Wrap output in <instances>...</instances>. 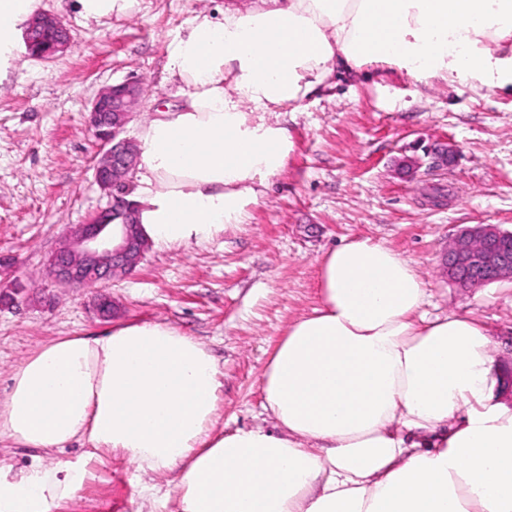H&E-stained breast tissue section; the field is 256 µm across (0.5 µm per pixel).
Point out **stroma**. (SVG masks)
<instances>
[{
    "label": "stroma",
    "mask_w": 512,
    "mask_h": 512,
    "mask_svg": "<svg viewBox=\"0 0 512 512\" xmlns=\"http://www.w3.org/2000/svg\"><path fill=\"white\" fill-rule=\"evenodd\" d=\"M223 2L139 0L132 16L87 22L71 0H40L73 42L48 62L21 55L0 82V256L15 260L25 295L19 307H0V399L14 368L53 339L165 323L217 362L216 430L272 427L264 367L288 327L319 306L322 255L367 237L414 262L428 316L468 312L492 329L500 399L512 406V278L465 289L441 265L460 227L512 231V95L494 88L366 66L289 116L288 163L244 224L206 242L149 245L136 270L108 286L110 319L97 315L94 290L49 278L59 243L109 203L94 182L103 148L87 121L92 100L104 85L139 80L138 116L126 131L137 138L157 110L182 102L167 79L168 42L195 10ZM435 142L456 148L450 169L425 167ZM406 157L419 163L411 179L399 171ZM90 469L57 512H152L134 465L103 450Z\"/></svg>",
    "instance_id": "obj_1"
}]
</instances>
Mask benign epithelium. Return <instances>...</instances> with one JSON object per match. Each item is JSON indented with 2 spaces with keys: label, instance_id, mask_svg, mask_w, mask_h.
I'll list each match as a JSON object with an SVG mask.
<instances>
[{
  "label": "benign epithelium",
  "instance_id": "1",
  "mask_svg": "<svg viewBox=\"0 0 512 512\" xmlns=\"http://www.w3.org/2000/svg\"><path fill=\"white\" fill-rule=\"evenodd\" d=\"M72 41L69 29L52 14L34 16L25 30L28 54L52 59ZM142 88L122 82L101 88L89 113L88 124L106 150L95 166V181L112 196V205L79 226L49 260L51 279L72 288H104L112 279L132 272L143 260L148 241L140 231L135 206L113 194L135 167L138 145L124 137L136 116ZM434 168L454 160L450 145L428 151ZM448 278L462 288L485 286L512 277V232L495 224H475L460 229L449 241L445 256Z\"/></svg>",
  "mask_w": 512,
  "mask_h": 512
}]
</instances>
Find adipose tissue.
I'll return each instance as SVG.
<instances>
[{
	"instance_id": "adipose-tissue-1",
	"label": "adipose tissue",
	"mask_w": 512,
	"mask_h": 512,
	"mask_svg": "<svg viewBox=\"0 0 512 512\" xmlns=\"http://www.w3.org/2000/svg\"><path fill=\"white\" fill-rule=\"evenodd\" d=\"M37 2L0 0V74ZM166 50L183 100L142 128L131 196L144 235L170 246L245 223L292 149L284 114L366 64L512 93V0H225ZM319 289L264 369L270 430L214 434L215 360L169 325L43 345L0 400V438L38 452L0 470V512L73 498L88 464L55 454L82 438L178 471L176 512H512L490 329L426 318L413 262L368 238L323 256Z\"/></svg>"
}]
</instances>
